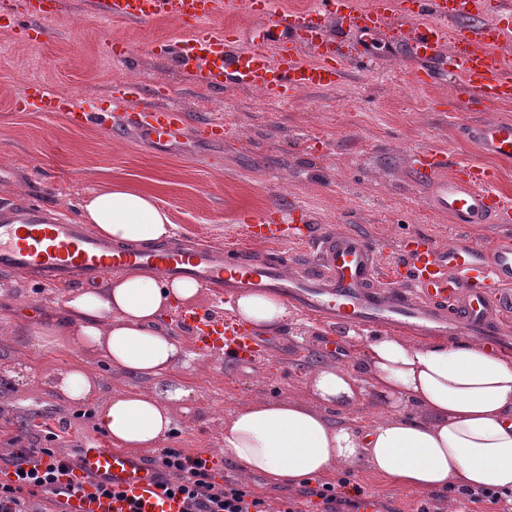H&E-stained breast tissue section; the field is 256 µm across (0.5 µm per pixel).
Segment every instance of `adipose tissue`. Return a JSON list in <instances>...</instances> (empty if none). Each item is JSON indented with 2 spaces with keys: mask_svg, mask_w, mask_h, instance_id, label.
<instances>
[{
  "mask_svg": "<svg viewBox=\"0 0 512 512\" xmlns=\"http://www.w3.org/2000/svg\"><path fill=\"white\" fill-rule=\"evenodd\" d=\"M80 217L119 245L148 247L175 229L150 193L124 181L86 196ZM204 296L198 281L129 267L68 290L56 308L26 311L12 333L25 352L66 351L134 378L103 399L87 369L69 366L57 371L52 389L66 404H94L113 447L160 449L176 408L194 395L174 374L195 354L164 321L198 309ZM230 310L259 336L280 331L289 315L271 292L240 294ZM362 340L363 378L327 363L309 374L306 397L258 399L225 420L222 451L241 476L292 487L361 465L414 492L491 486L512 495V358L471 340L390 332ZM370 396L382 404L381 416L352 423L349 412ZM410 407L415 415H407Z\"/></svg>",
  "mask_w": 512,
  "mask_h": 512,
  "instance_id": "obj_1",
  "label": "adipose tissue"
}]
</instances>
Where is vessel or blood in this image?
<instances>
[{
    "label": "vessel or blood",
    "mask_w": 512,
    "mask_h": 512,
    "mask_svg": "<svg viewBox=\"0 0 512 512\" xmlns=\"http://www.w3.org/2000/svg\"><path fill=\"white\" fill-rule=\"evenodd\" d=\"M62 0H29L31 24L13 14L0 16V27L32 45L41 44L44 29L35 19L55 13ZM417 20L408 39L384 38L383 30L400 0H308L305 8L288 10L279 0H90L99 20L146 24L159 19L192 21L186 38L159 44L160 55L174 60L192 79L218 92L224 86H246L264 95L288 99L305 90L339 84L347 58L324 50L326 25H347L353 36L351 59L370 69L376 42L415 59L412 83L427 86L446 70L458 74L464 93L491 103L512 100V63L498 45L512 20V7H498L495 23L482 21L485 0H411ZM243 13L261 25L257 40L235 26L215 32L213 16ZM318 48L319 62L301 59ZM155 105L141 106L125 85L111 91L112 107L100 112H71L67 95L42 84L24 86L15 105L22 112L65 115L73 124L92 123L105 138L120 129L138 132L144 144L160 149L180 141L187 128L185 113L167 105V91L157 88ZM469 137L490 156L512 160V121L490 119L471 125ZM412 174L433 209L458 224L512 223V197L496 187L493 168L466 164L448 169L435 150L417 151ZM249 238L263 244L266 259L256 263L250 248L184 247L165 242L139 251L116 247L94 235L87 225L64 213L47 215L26 197L0 205V273H32L46 288L89 281L136 266L164 278L206 283L214 310L184 313L181 323L196 332L205 350L235 358L256 357L257 336L230 329L222 308L243 292L269 291L285 297L290 307L315 321L374 331L394 330L418 337L467 336L501 350H512V239L485 247L459 237L445 245L415 242L406 248V271L395 283L382 284L378 252L360 233H325L312 224L299 205L276 204L240 218ZM311 243L313 272H294V262L280 246L287 240ZM104 490H97V483ZM182 499L168 495L156 473L134 455L101 445L84 449L72 478L68 512H186Z\"/></svg>",
    "instance_id": "1"
}]
</instances>
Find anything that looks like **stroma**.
<instances>
[{
    "label": "stroma",
    "instance_id": "stroma-1",
    "mask_svg": "<svg viewBox=\"0 0 512 512\" xmlns=\"http://www.w3.org/2000/svg\"><path fill=\"white\" fill-rule=\"evenodd\" d=\"M88 13L87 0H64L57 14L41 20L46 37L40 46L0 33V200L27 195L51 209H72L106 182L123 180L154 194L188 238L224 246L245 244L241 213L299 204L320 228L348 227L374 240L386 273L402 239L423 236L445 245L464 234L484 244L500 234L499 225H459L435 212L405 163L412 152L433 148L452 166L495 168L499 188L512 194V161L495 160L460 136L485 118L512 120V103L486 109L455 100L452 77L434 87L416 86L407 62L396 57L382 59L369 73L347 70L336 87L303 91L288 102L241 86L217 95L151 53L152 45L182 36L177 23L103 24ZM115 38L139 51L135 69L113 62L108 44ZM30 82L72 94L88 110L110 108L111 88L119 83L143 93L163 86L168 105L183 110L188 121H222L224 140L208 142L191 133L163 150L132 134L109 141L60 115L18 111L15 100ZM63 294L30 274L0 276V348L16 344V311L35 301L60 302ZM327 334L340 331L293 312L281 334L266 337L260 362L209 354L203 368L179 370L195 399L188 413L178 414L171 447L210 458L216 476L237 478V467L220 454L225 418L256 397L299 395L311 370L326 360L316 339ZM75 361L62 351L33 360L0 358V455L14 434L40 438L43 423L61 427L55 446L75 459L104 439L92 414L61 403L51 390L55 372ZM17 369L24 382L11 378ZM347 479L397 512H415L422 499L363 469Z\"/></svg>",
    "mask_w": 512,
    "mask_h": 512
}]
</instances>
